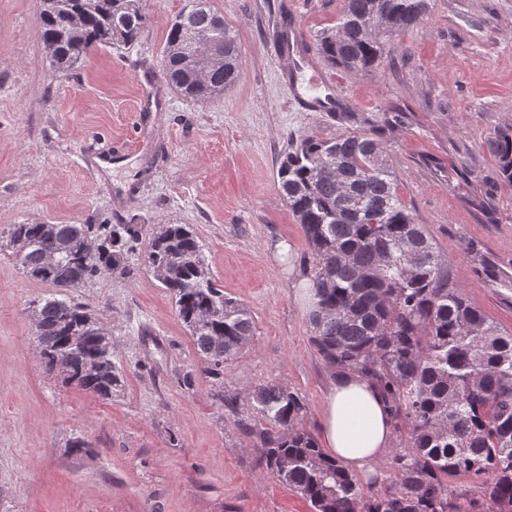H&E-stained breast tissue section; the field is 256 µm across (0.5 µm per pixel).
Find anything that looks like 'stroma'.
Segmentation results:
<instances>
[{"label":"stroma","instance_id":"1","mask_svg":"<svg viewBox=\"0 0 512 512\" xmlns=\"http://www.w3.org/2000/svg\"><path fill=\"white\" fill-rule=\"evenodd\" d=\"M241 47L223 95L170 85L140 112L139 81L161 74L166 35L187 0H142L130 45L92 49L53 74L39 39V0H0V512H312L264 471V420L253 393L296 392L318 433L330 368L311 342L301 289L311 248L278 188L292 140L374 130L397 193L426 226L472 306L512 332V302L475 278L474 253L512 272V184L485 141L512 127V0H429L374 73L332 65L331 112L300 111L288 58L317 56L342 0H211ZM125 159L111 179L89 171V143ZM188 224L226 296L254 322L249 344L215 379L202 372L174 300L144 260L98 275L76 301L103 322L123 383L103 399L42 363L30 312L50 293L7 247L13 225Z\"/></svg>","mask_w":512,"mask_h":512}]
</instances>
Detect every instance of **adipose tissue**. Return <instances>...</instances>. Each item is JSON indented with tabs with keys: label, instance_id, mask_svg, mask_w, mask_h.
<instances>
[{
	"label": "adipose tissue",
	"instance_id": "ef3b65f1",
	"mask_svg": "<svg viewBox=\"0 0 512 512\" xmlns=\"http://www.w3.org/2000/svg\"><path fill=\"white\" fill-rule=\"evenodd\" d=\"M387 400L370 380L342 373L331 381L325 398L320 446L351 471L362 472L392 445Z\"/></svg>",
	"mask_w": 512,
	"mask_h": 512
}]
</instances>
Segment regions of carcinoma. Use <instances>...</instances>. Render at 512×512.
<instances>
[{
    "label": "carcinoma",
    "mask_w": 512,
    "mask_h": 512,
    "mask_svg": "<svg viewBox=\"0 0 512 512\" xmlns=\"http://www.w3.org/2000/svg\"><path fill=\"white\" fill-rule=\"evenodd\" d=\"M427 0H344L336 27L316 39L318 53L354 75L375 72L386 47L415 26ZM379 15L390 30L371 36ZM147 17L140 0H47L39 35L50 68L68 72L96 45L140 39ZM210 34L222 63L198 78L186 45L189 32ZM162 60L168 83L181 94L210 99L239 75L235 30L211 0H190L172 22ZM503 179L512 183V128L486 141ZM277 176L288 208L313 254L311 341L337 372H354L386 393L394 429L405 424L404 446L392 449L388 486L366 493L355 474L328 457L302 425L297 393L274 383L255 391L254 410L268 427L257 449L268 474L310 502L314 512H512V332L465 298L448 278L435 243L398 197L397 175L370 130L334 138L308 136L280 159ZM141 235L136 217L125 224H15L8 247L29 278L67 290L103 270L124 272L122 251ZM56 265L44 266L47 253ZM146 261L175 300L206 374L220 378L224 362L249 342L253 317L224 296L195 233L170 224L149 239ZM472 273L512 299V274L480 253ZM36 347L47 368L68 372L67 383L101 398L121 385L104 327L85 331L90 316L72 298L41 299ZM466 476L470 496L448 479Z\"/></svg>",
    "instance_id": "carcinoma-1"
}]
</instances>
